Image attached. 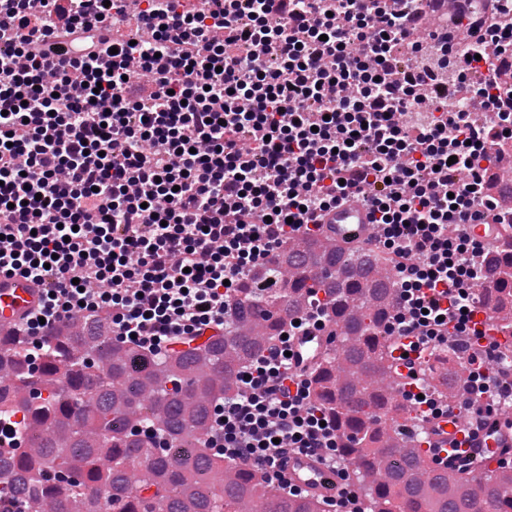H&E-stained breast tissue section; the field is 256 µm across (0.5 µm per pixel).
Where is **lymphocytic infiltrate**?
<instances>
[{"instance_id":"1","label":"lymphocytic infiltrate","mask_w":512,"mask_h":512,"mask_svg":"<svg viewBox=\"0 0 512 512\" xmlns=\"http://www.w3.org/2000/svg\"><path fill=\"white\" fill-rule=\"evenodd\" d=\"M400 2L0 0V274L48 283L32 343L100 308L151 352L223 328L240 279L352 191L401 289L387 335L419 354L478 335L465 227L512 143V0L437 26ZM288 349L242 372L209 437L280 487L287 451L336 460Z\"/></svg>"}]
</instances>
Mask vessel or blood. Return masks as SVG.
Wrapping results in <instances>:
<instances>
[{
    "mask_svg": "<svg viewBox=\"0 0 512 512\" xmlns=\"http://www.w3.org/2000/svg\"><path fill=\"white\" fill-rule=\"evenodd\" d=\"M369 213L360 200L350 197L328 212L322 234L339 245H350L366 237ZM43 296L40 281L0 275V330L22 324L34 312ZM474 320L486 333L487 342L502 344L495 315L477 307ZM327 339L318 330L296 336L291 345L298 366L315 358L325 348ZM423 456L429 466L451 473L476 472L483 467H497L512 458V418L500 415L480 422L473 402L449 408L447 413L431 418ZM284 475L300 497L330 499L342 483L337 470L318 454L291 453L284 460Z\"/></svg>",
    "mask_w": 512,
    "mask_h": 512,
    "instance_id": "vessel-or-blood-1",
    "label": "vessel or blood"
}]
</instances>
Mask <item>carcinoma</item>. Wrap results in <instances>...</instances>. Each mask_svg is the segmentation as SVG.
Listing matches in <instances>:
<instances>
[{
  "instance_id": "1",
  "label": "carcinoma",
  "mask_w": 512,
  "mask_h": 512,
  "mask_svg": "<svg viewBox=\"0 0 512 512\" xmlns=\"http://www.w3.org/2000/svg\"><path fill=\"white\" fill-rule=\"evenodd\" d=\"M481 305L512 333V237L484 254ZM274 281L269 288L259 283ZM400 288L390 255L293 236L245 276L224 333L190 336L155 355L112 335L111 313H75L31 346L0 338V512H324L296 505L257 472L206 446L215 405L292 321L315 312L337 344L308 373L313 403L336 425L368 512H512V470L465 484L425 464L427 420L405 432L400 377L381 337ZM425 388L454 402L472 365L431 345Z\"/></svg>"
}]
</instances>
